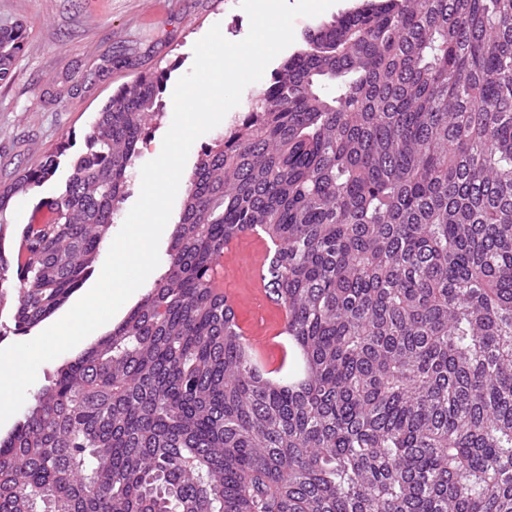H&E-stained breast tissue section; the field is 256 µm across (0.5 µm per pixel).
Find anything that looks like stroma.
<instances>
[{"label": "stroma", "mask_w": 512, "mask_h": 512, "mask_svg": "<svg viewBox=\"0 0 512 512\" xmlns=\"http://www.w3.org/2000/svg\"><path fill=\"white\" fill-rule=\"evenodd\" d=\"M23 25V48L0 82V187L38 167L62 138L79 154L97 112L144 72H165L160 114L138 143V164L156 158L173 117L172 91L192 67L194 45L213 25L242 40L240 0H0V29ZM67 164L0 214V249L15 259L18 235L41 199L61 192Z\"/></svg>", "instance_id": "35a3bbf8"}]
</instances>
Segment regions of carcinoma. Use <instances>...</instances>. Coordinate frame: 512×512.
Listing matches in <instances>:
<instances>
[{"instance_id":"obj_1","label":"carcinoma","mask_w":512,"mask_h":512,"mask_svg":"<svg viewBox=\"0 0 512 512\" xmlns=\"http://www.w3.org/2000/svg\"><path fill=\"white\" fill-rule=\"evenodd\" d=\"M304 43L201 153L164 272L0 437V512H512V0H368ZM165 81L112 95L21 229L15 331L93 272ZM246 232L274 372L213 286Z\"/></svg>"}]
</instances>
